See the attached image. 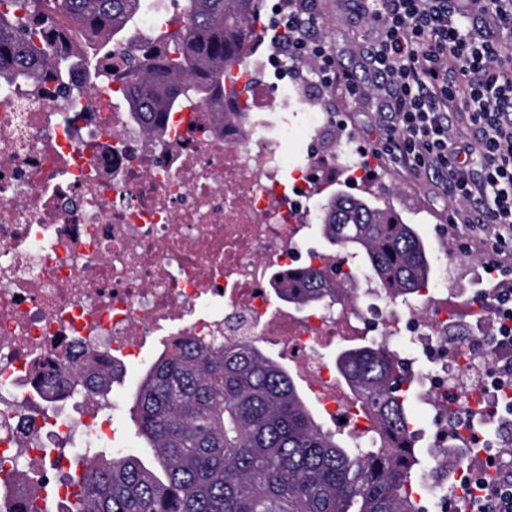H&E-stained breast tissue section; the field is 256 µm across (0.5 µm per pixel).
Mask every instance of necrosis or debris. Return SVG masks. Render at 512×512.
Masks as SVG:
<instances>
[{"mask_svg":"<svg viewBox=\"0 0 512 512\" xmlns=\"http://www.w3.org/2000/svg\"><path fill=\"white\" fill-rule=\"evenodd\" d=\"M238 71L245 121L199 105L185 120L167 117L154 138L121 112L116 81L91 84L78 72L66 96L0 87V461L22 456L29 480L49 479L67 501L69 450L107 447L105 407L87 396L48 413L37 372L72 378L98 351L138 359L162 331L213 349L228 339L276 346L332 424L347 420L364 443V426L349 419L354 397L318 348L373 333L428 363L412 374L434 448L419 485L446 512L448 495L463 496L465 474L486 457L463 459L452 477L439 470V455L474 436L467 423L449 429L448 406L479 418L499 404L504 391L490 376L499 354L478 346L477 327L451 336L458 320L444 281L423 302L373 316L302 314L278 299V277L295 263L338 261L302 250L300 238L311 218L304 201L335 178L337 156L315 153L286 190L288 129L269 134L265 114L273 83L291 73L277 51L253 48Z\"/></svg>","mask_w":512,"mask_h":512,"instance_id":"4bbe7bcc","label":"necrosis or debris"}]
</instances>
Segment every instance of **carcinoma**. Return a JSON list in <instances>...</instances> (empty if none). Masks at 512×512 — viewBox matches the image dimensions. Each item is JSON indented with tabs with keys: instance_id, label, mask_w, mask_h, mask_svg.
I'll return each mask as SVG.
<instances>
[{
	"instance_id": "1",
	"label": "carcinoma",
	"mask_w": 512,
	"mask_h": 512,
	"mask_svg": "<svg viewBox=\"0 0 512 512\" xmlns=\"http://www.w3.org/2000/svg\"><path fill=\"white\" fill-rule=\"evenodd\" d=\"M183 8L147 36L138 22L149 0H0V84L69 86L66 65L91 66L128 88L123 104L152 134L168 114L224 103L225 79L242 51L256 44L260 0H172ZM135 47L112 72L117 47ZM323 238L342 253L340 266L302 262L277 289L301 311L359 304L353 286L376 281L391 299L419 302L432 268L425 241L390 204L364 189L336 191L319 214ZM336 372L356 407L375 413L370 446L343 439L318 421L296 379L255 342L217 350L191 340L163 348L139 387L136 437L154 465L134 453L96 452L69 512H427L414 501L411 417L404 362L374 340L336 352ZM119 376L97 370L85 389L103 396ZM67 399L75 390L41 375Z\"/></svg>"
}]
</instances>
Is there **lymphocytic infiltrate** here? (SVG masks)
I'll use <instances>...</instances> for the list:
<instances>
[{
	"instance_id": "1",
	"label": "lymphocytic infiltrate",
	"mask_w": 512,
	"mask_h": 512,
	"mask_svg": "<svg viewBox=\"0 0 512 512\" xmlns=\"http://www.w3.org/2000/svg\"><path fill=\"white\" fill-rule=\"evenodd\" d=\"M382 40L369 47L374 72L388 84L384 151L409 168L430 171L464 200L453 221L512 256V0H377ZM308 0L282 20L277 39L311 48L325 71L335 62L303 38ZM494 17L474 34L472 15ZM476 126V134L465 125ZM496 345L507 349L497 385L512 383V292L497 297Z\"/></svg>"
}]
</instances>
